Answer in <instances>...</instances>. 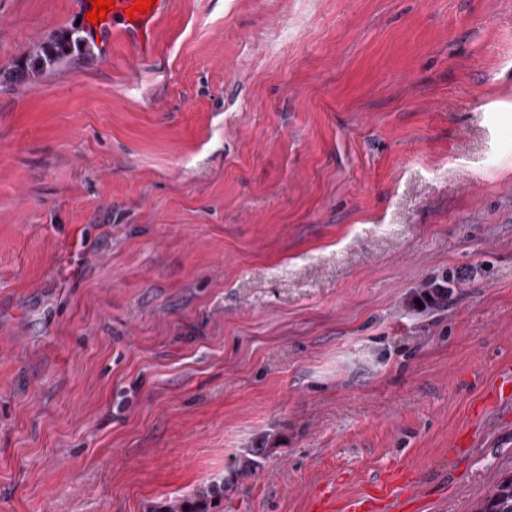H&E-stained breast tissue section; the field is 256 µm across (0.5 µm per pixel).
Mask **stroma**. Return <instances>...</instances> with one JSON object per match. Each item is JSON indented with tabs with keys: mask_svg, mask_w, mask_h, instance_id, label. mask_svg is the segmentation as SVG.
I'll return each instance as SVG.
<instances>
[{
	"mask_svg": "<svg viewBox=\"0 0 512 512\" xmlns=\"http://www.w3.org/2000/svg\"><path fill=\"white\" fill-rule=\"evenodd\" d=\"M91 8L0 0V512L399 474L471 512L512 475V0H168L145 56ZM71 42L75 45L78 38L55 40L41 45L34 54V64L37 68L52 66L71 53Z\"/></svg>",
	"mask_w": 512,
	"mask_h": 512,
	"instance_id": "stroma-1",
	"label": "stroma"
}]
</instances>
